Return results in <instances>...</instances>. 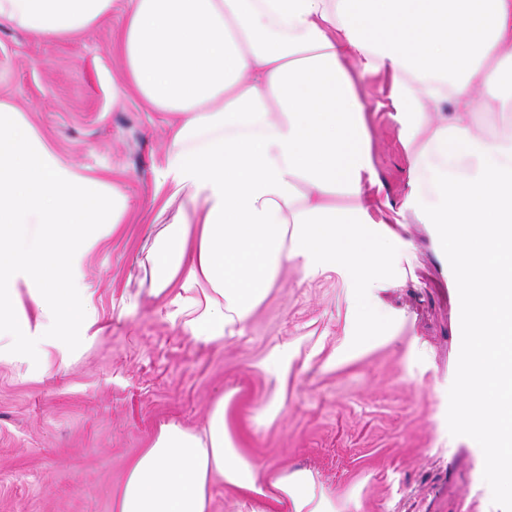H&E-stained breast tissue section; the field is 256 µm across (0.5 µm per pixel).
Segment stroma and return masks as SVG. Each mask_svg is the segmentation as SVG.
Here are the masks:
<instances>
[{"instance_id":"35a3bbf8","label":"stroma","mask_w":512,"mask_h":512,"mask_svg":"<svg viewBox=\"0 0 512 512\" xmlns=\"http://www.w3.org/2000/svg\"><path fill=\"white\" fill-rule=\"evenodd\" d=\"M118 13L71 41L0 27V98L14 102L40 139L84 175L118 186L130 207L85 257L80 284L105 319L103 336L67 371L18 374L0 363V512H111L129 459L160 425L201 428L214 399L232 393L228 423L240 451L274 471L310 470L360 512H512V491L491 477L484 452L456 420L463 294L450 285L449 245L426 224L395 225L397 263L377 296L403 315L399 334L326 366L343 340L345 283L329 273L282 269L242 334L221 346L195 342L141 292L135 260L149 246L151 197L165 163L170 115L136 95L112 99L123 81L114 49ZM391 81L365 79L372 162L399 206L415 166L389 106ZM138 297L119 313L122 296ZM296 358L287 380L262 366L274 347ZM285 406L260 422L275 392Z\"/></svg>"}]
</instances>
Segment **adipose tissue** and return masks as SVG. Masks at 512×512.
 <instances>
[{"label": "adipose tissue", "mask_w": 512, "mask_h": 512, "mask_svg": "<svg viewBox=\"0 0 512 512\" xmlns=\"http://www.w3.org/2000/svg\"><path fill=\"white\" fill-rule=\"evenodd\" d=\"M114 0H0V25L74 39ZM117 42L124 82L152 111L175 114L161 211L176 208L138 263L167 320L220 345L241 334L281 268L349 276L343 346L396 335L376 291L393 266L375 219L369 109L358 86L392 82L402 142L424 191L400 206L447 227L464 291L470 357L458 421L493 476L512 488V0H125ZM505 126L474 134L475 113ZM123 193L83 175L0 99V361L69 368L104 330L78 288L85 255L113 233ZM231 394L201 431L162 425L128 462L112 512H210L212 487L250 512H359L306 469L262 472L229 431Z\"/></svg>", "instance_id": "ef3b65f1"}]
</instances>
